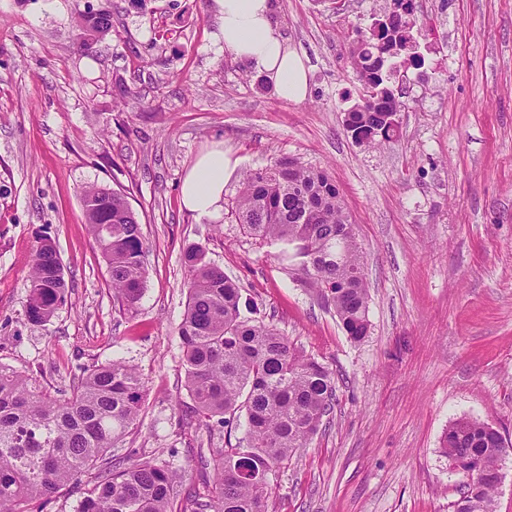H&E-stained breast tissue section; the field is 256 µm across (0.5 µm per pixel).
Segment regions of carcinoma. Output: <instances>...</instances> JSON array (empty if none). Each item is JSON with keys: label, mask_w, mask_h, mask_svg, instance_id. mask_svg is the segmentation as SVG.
Segmentation results:
<instances>
[{"label": "carcinoma", "mask_w": 512, "mask_h": 512, "mask_svg": "<svg viewBox=\"0 0 512 512\" xmlns=\"http://www.w3.org/2000/svg\"><path fill=\"white\" fill-rule=\"evenodd\" d=\"M385 31L404 46L403 59L422 65L410 25L413 0H392ZM81 46L112 33V6L78 13ZM358 82L376 93L344 113V126L374 147L397 135L389 113L391 58L369 36L352 50ZM86 223L107 264L113 297L128 308L145 288L146 241L123 194L103 185L83 188ZM231 217L254 238L288 246L306 284L331 307L345 334L363 340L369 330V289L355 227L330 174L286 158L247 173L231 204ZM188 301L178 328L185 389L195 410L227 427L225 446L200 455L213 469L202 498L182 496L184 474L153 459L112 462V449L138 421L144 383L116 360L87 370L70 396H52L33 376L0 365V512H36L71 484H85L75 512H268L271 483L264 481L306 446L336 400L335 374L298 354L271 324L242 316L240 288L192 246L184 253ZM68 284L55 243L43 238L31 259L24 305L28 322L45 324L64 304ZM244 437L231 441V427ZM451 463L472 460L480 477L467 478L452 512H496L497 476L506 448L500 431L472 418L453 421L441 438Z\"/></svg>", "instance_id": "1"}]
</instances>
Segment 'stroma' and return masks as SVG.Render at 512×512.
<instances>
[{
  "label": "stroma",
  "instance_id": "obj_1",
  "mask_svg": "<svg viewBox=\"0 0 512 512\" xmlns=\"http://www.w3.org/2000/svg\"><path fill=\"white\" fill-rule=\"evenodd\" d=\"M424 64L403 84L400 129L376 148L347 135L357 98L350 48L391 0H273L304 59L308 94L224 51L216 0H112V33L75 40L85 0H0V364L56 397L119 358L146 400L115 456L185 470L226 430L194 416L178 327L183 253L201 246L241 288L242 312L273 324L336 373V406L271 483L269 512H451L462 474L442 453L454 420L512 438V0H414ZM223 144L244 172L291 157L326 169L355 226L369 286L359 342L304 272L226 217L189 212L182 179ZM121 191L147 241L135 311L113 297L81 191ZM57 245L70 285L47 324L24 316L37 242Z\"/></svg>",
  "mask_w": 512,
  "mask_h": 512
}]
</instances>
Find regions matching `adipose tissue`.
Listing matches in <instances>:
<instances>
[{"instance_id":"ef3b65f1","label":"adipose tissue","mask_w":512,"mask_h":512,"mask_svg":"<svg viewBox=\"0 0 512 512\" xmlns=\"http://www.w3.org/2000/svg\"><path fill=\"white\" fill-rule=\"evenodd\" d=\"M224 50L253 70L273 80L278 96L298 102L307 91V69L273 24L272 0H216ZM238 161L223 145L201 152L181 183L184 206L202 217H217L224 199V184Z\"/></svg>"}]
</instances>
